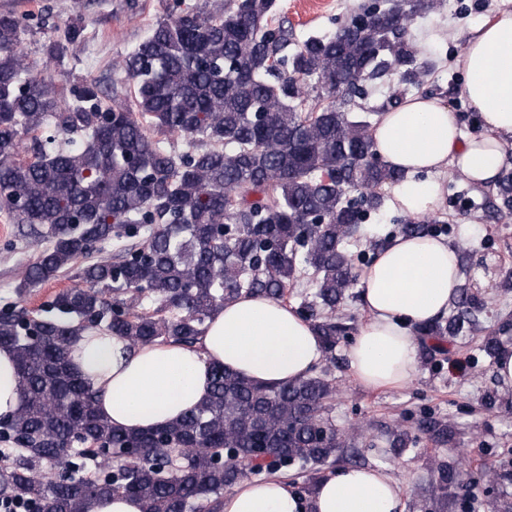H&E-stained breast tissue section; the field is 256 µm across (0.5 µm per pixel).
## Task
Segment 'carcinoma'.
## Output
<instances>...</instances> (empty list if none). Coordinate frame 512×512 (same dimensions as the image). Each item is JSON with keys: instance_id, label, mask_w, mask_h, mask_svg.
Here are the masks:
<instances>
[{"instance_id": "obj_1", "label": "carcinoma", "mask_w": 512, "mask_h": 512, "mask_svg": "<svg viewBox=\"0 0 512 512\" xmlns=\"http://www.w3.org/2000/svg\"><path fill=\"white\" fill-rule=\"evenodd\" d=\"M439 0H370L330 35L299 42L275 21L277 0H210L160 20L113 65L134 86V105L93 83L63 92L20 49L29 17L0 14V209L28 241H48L24 268L17 301L0 307V346L16 355L20 405L0 419L13 444L0 499L28 512H88L100 497L139 499L142 512H221L224 489L245 472L265 478L324 464L350 434L332 417L329 366L279 386L212 368L207 398L144 433L115 428L91 383L70 363L85 332L133 347H193L213 315L241 296L288 299L317 328L329 355L346 334L344 303L356 284L357 233L384 205L379 188L403 174L380 158L374 110L350 106L397 71L422 93L433 62L410 28ZM403 18L363 27L372 14ZM157 133H181L168 149ZM67 137L70 147L59 144ZM493 209L512 218V171L502 169ZM407 236L446 225L408 217ZM84 283L56 293L50 315L24 305L60 273ZM457 313L423 325L441 340L476 325L485 303L459 285ZM76 450L64 452V445ZM435 503L448 502L438 466Z\"/></svg>"}]
</instances>
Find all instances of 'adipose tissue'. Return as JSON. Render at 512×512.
Here are the masks:
<instances>
[{"label": "adipose tissue", "mask_w": 512, "mask_h": 512, "mask_svg": "<svg viewBox=\"0 0 512 512\" xmlns=\"http://www.w3.org/2000/svg\"><path fill=\"white\" fill-rule=\"evenodd\" d=\"M460 93L478 112L482 132L464 138L441 98L413 95L381 112L373 138L383 162L405 178L391 187L402 213L435 212L443 177L456 168L478 187L493 185L512 141V10L495 13L465 39L457 60ZM458 254L446 240L397 235L361 274L368 313L348 351L355 378L368 387L408 383L416 370V330L448 312L459 285ZM322 358L311 323L268 298L242 297L217 311L196 345L167 342L129 348L111 335L82 334L73 364L91 381L99 413L113 426L149 431L179 419L210 390L221 365L269 385L308 377ZM223 512H403L398 485L385 473L345 467L321 480L312 499L288 481L244 479L224 495Z\"/></svg>", "instance_id": "adipose-tissue-1"}]
</instances>
